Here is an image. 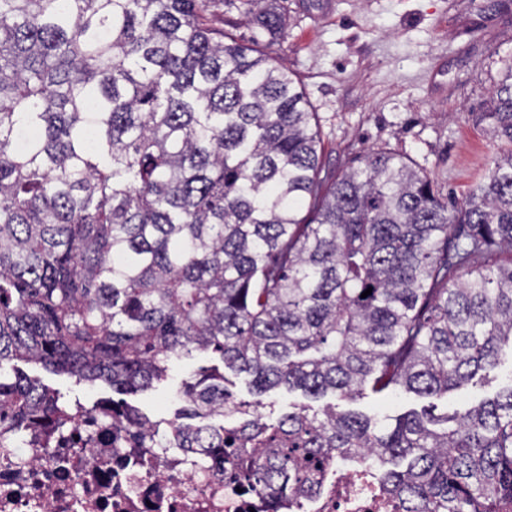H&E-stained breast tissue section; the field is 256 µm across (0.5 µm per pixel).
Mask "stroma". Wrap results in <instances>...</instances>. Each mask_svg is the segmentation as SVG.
Here are the masks:
<instances>
[{"label":"stroma","mask_w":512,"mask_h":512,"mask_svg":"<svg viewBox=\"0 0 512 512\" xmlns=\"http://www.w3.org/2000/svg\"><path fill=\"white\" fill-rule=\"evenodd\" d=\"M272 7L284 19L274 35L255 23ZM207 15L237 40L257 42L302 89L321 130L325 173L358 166L368 151L390 150L459 201L489 168L497 141L482 114L490 107L501 58L512 56V0H210ZM220 363L210 351L174 360L167 383L125 398L110 386L79 384L31 364L24 371L65 400L88 406L125 400L165 422L181 405L184 382L199 368ZM511 384L507 354L476 384L441 398L400 390L314 400L283 387L258 398L245 374L232 376L229 389L235 401L258 398L277 415L331 404L394 417L462 413Z\"/></svg>","instance_id":"stroma-1"}]
</instances>
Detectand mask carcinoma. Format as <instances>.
I'll list each match as a JSON object with an SVG mask.
<instances>
[{
  "label": "carcinoma",
  "instance_id": "1",
  "mask_svg": "<svg viewBox=\"0 0 512 512\" xmlns=\"http://www.w3.org/2000/svg\"><path fill=\"white\" fill-rule=\"evenodd\" d=\"M207 2L0 0V426L19 440L70 408L18 362L133 395L211 350L257 396L351 400L446 396L512 350V56L485 113L509 149L451 201L391 151L321 176L303 93ZM226 383L184 382L167 432L112 412L151 448L220 455L224 426L181 419L247 416L234 456L273 508L339 458L405 512L512 504V384L460 415L267 421Z\"/></svg>",
  "mask_w": 512,
  "mask_h": 512
}]
</instances>
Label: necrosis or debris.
<instances>
[{
    "label": "necrosis or debris",
    "mask_w": 512,
    "mask_h": 512,
    "mask_svg": "<svg viewBox=\"0 0 512 512\" xmlns=\"http://www.w3.org/2000/svg\"><path fill=\"white\" fill-rule=\"evenodd\" d=\"M65 436L40 428L0 448V512H267L250 482L206 452L150 455L117 438L106 414L68 420ZM281 512H398L366 472L324 466L312 492Z\"/></svg>",
    "instance_id": "obj_1"
}]
</instances>
